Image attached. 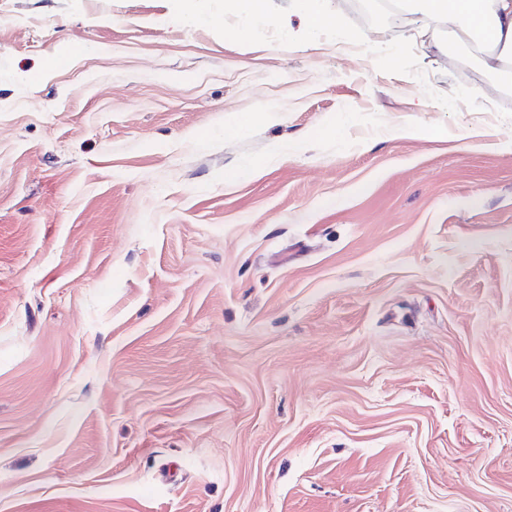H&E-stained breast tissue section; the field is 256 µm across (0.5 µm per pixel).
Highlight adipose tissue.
<instances>
[{
	"instance_id": "obj_1",
	"label": "adipose tissue",
	"mask_w": 512,
	"mask_h": 512,
	"mask_svg": "<svg viewBox=\"0 0 512 512\" xmlns=\"http://www.w3.org/2000/svg\"><path fill=\"white\" fill-rule=\"evenodd\" d=\"M405 7L418 23L447 25L458 47H476L512 79V0H406Z\"/></svg>"
}]
</instances>
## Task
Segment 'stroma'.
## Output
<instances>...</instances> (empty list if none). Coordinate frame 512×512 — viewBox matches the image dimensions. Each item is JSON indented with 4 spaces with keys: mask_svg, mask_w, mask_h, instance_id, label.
Segmentation results:
<instances>
[{
    "mask_svg": "<svg viewBox=\"0 0 512 512\" xmlns=\"http://www.w3.org/2000/svg\"><path fill=\"white\" fill-rule=\"evenodd\" d=\"M331 0H0V512H512V99ZM224 7L255 20H265L268 17L267 0H226ZM325 0H300V9L304 13L309 28V33L314 35L317 32L334 28L333 13L324 4Z\"/></svg>",
    "mask_w": 512,
    "mask_h": 512,
    "instance_id": "1",
    "label": "stroma"
}]
</instances>
